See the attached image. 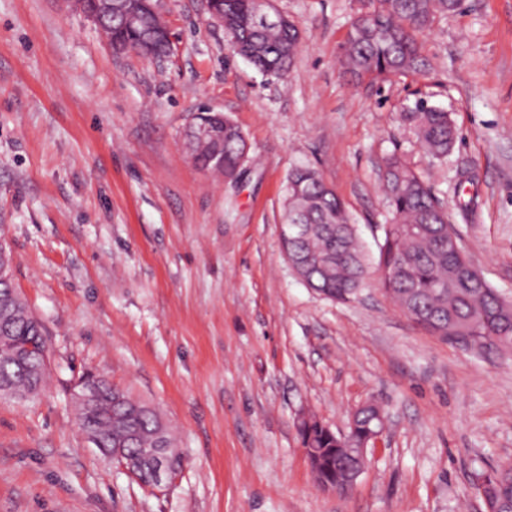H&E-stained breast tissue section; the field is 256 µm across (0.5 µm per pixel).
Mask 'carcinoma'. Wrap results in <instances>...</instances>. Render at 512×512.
Wrapping results in <instances>:
<instances>
[{
  "label": "carcinoma",
  "instance_id": "cac0c4a2",
  "mask_svg": "<svg viewBox=\"0 0 512 512\" xmlns=\"http://www.w3.org/2000/svg\"><path fill=\"white\" fill-rule=\"evenodd\" d=\"M224 31L237 39L238 55L259 71L285 76L293 65L300 44L298 28L254 0H221ZM460 0H363L364 10L352 20L343 46L341 63L359 78L372 80L389 75H422L428 67L418 41L443 16L455 12ZM115 47L134 48L137 36L112 20L102 26ZM403 125L420 147L442 163L453 149L457 129L448 113L418 100L401 113ZM186 150L199 166L209 164L215 151L224 153V177H236L248 158V146L240 128L224 117V143L202 145L185 137ZM386 206L391 224L379 246L377 268L382 286L398 307L427 333L460 342L473 349L512 354V301L503 298L486 281H480L464 251L448 247V238L458 235L448 222V211L426 181L394 153L385 162ZM285 224L301 220L300 239L282 237L285 256L303 255L306 265L294 267L295 275L331 301L348 303L365 287L369 263L351 223L345 204L307 166L288 174L284 199ZM12 283L0 282V397L28 401L43 390L48 368L44 367L40 337L42 323L32 314L13 311ZM103 397L75 407L82 428L95 433L100 447L125 443L135 458H149L158 444L149 438L158 430L159 411L144 408L124 391L112 392L110 383L98 377ZM377 410L368 407L356 419L355 436L377 423ZM302 444L313 449L311 471L319 487L334 485L349 464L347 442L312 417L299 426ZM161 443L173 449L167 457L172 472L184 466L177 439L165 429ZM490 506L496 512H512V465L481 470Z\"/></svg>",
  "mask_w": 512,
  "mask_h": 512
}]
</instances>
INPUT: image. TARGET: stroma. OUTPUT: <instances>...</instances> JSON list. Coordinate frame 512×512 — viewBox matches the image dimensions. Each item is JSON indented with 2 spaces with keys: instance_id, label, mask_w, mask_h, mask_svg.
<instances>
[{
  "instance_id": "obj_1",
  "label": "stroma",
  "mask_w": 512,
  "mask_h": 512,
  "mask_svg": "<svg viewBox=\"0 0 512 512\" xmlns=\"http://www.w3.org/2000/svg\"><path fill=\"white\" fill-rule=\"evenodd\" d=\"M273 6L301 32L283 79L235 55L203 0H162L160 61L114 52L61 0H0V243L50 361L37 397L0 400V512H481L473 472L512 463V359L428 334L377 270L354 301L324 299L280 239L288 174L310 166L377 259L396 152L512 298V0L439 19L427 73L360 82L340 62L358 0ZM421 98L459 131L447 163L400 123ZM204 109L246 137L236 179L185 151ZM86 371L161 410L185 457L167 489L85 439ZM369 400L387 425L364 471L348 494L319 488L299 416L342 433Z\"/></svg>"
}]
</instances>
